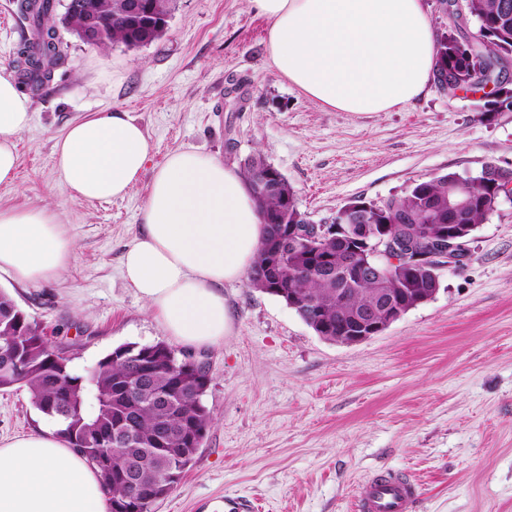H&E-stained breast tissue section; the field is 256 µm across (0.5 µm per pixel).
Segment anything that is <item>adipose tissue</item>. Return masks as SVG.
I'll use <instances>...</instances> for the list:
<instances>
[{
	"mask_svg": "<svg viewBox=\"0 0 512 512\" xmlns=\"http://www.w3.org/2000/svg\"><path fill=\"white\" fill-rule=\"evenodd\" d=\"M268 22L276 72L342 112H387L421 97L434 77L436 37L424 0H248ZM30 96L0 69V184L12 183L16 140L32 121ZM154 151L129 112L71 122L53 144L68 198L109 201L139 182ZM265 225L237 167L176 150L151 177L123 277L164 333L187 347L230 335L224 288L253 265ZM75 245L45 204L0 208V274L20 285L56 278ZM0 512H106L99 477L56 427L0 439Z\"/></svg>",
	"mask_w": 512,
	"mask_h": 512,
	"instance_id": "adipose-tissue-1",
	"label": "adipose tissue"
}]
</instances>
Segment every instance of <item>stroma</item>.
Segmentation results:
<instances>
[{
	"mask_svg": "<svg viewBox=\"0 0 512 512\" xmlns=\"http://www.w3.org/2000/svg\"><path fill=\"white\" fill-rule=\"evenodd\" d=\"M267 28L246 0H178L164 35L139 47L102 50L59 29L62 57L30 93L33 123L0 207L57 205L75 257L57 279L22 286L4 276L0 289L74 372L117 346L167 339L121 259L151 171L174 150L238 167L262 154L314 224L437 175L512 167V112L481 114V93L432 84L388 112H341L278 75ZM115 109L150 134L148 171L124 198L67 199L55 139L71 121ZM439 276L432 300L352 345L318 336L249 278L226 286L231 336L174 347L205 365L212 421L153 512H219L228 493L255 498L258 512H353L356 487L385 471L415 484L414 512H512V199L479 224L465 266ZM49 423L27 388L0 390L1 438Z\"/></svg>",
	"mask_w": 512,
	"mask_h": 512,
	"instance_id": "stroma-1",
	"label": "stroma"
}]
</instances>
